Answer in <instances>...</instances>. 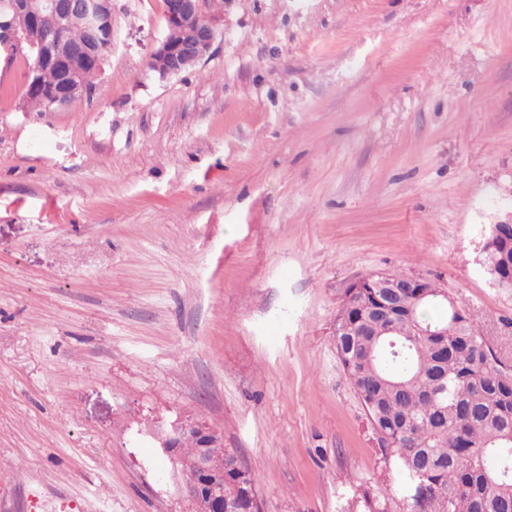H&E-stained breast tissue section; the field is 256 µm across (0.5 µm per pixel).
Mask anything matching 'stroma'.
Here are the masks:
<instances>
[{
  "instance_id": "1",
  "label": "stroma",
  "mask_w": 512,
  "mask_h": 512,
  "mask_svg": "<svg viewBox=\"0 0 512 512\" xmlns=\"http://www.w3.org/2000/svg\"><path fill=\"white\" fill-rule=\"evenodd\" d=\"M163 77L112 0L90 98L0 61V512H193L153 432L215 426L263 512L397 486L336 357L346 289L419 274L512 363L480 264L512 212V0H224Z\"/></svg>"
}]
</instances>
